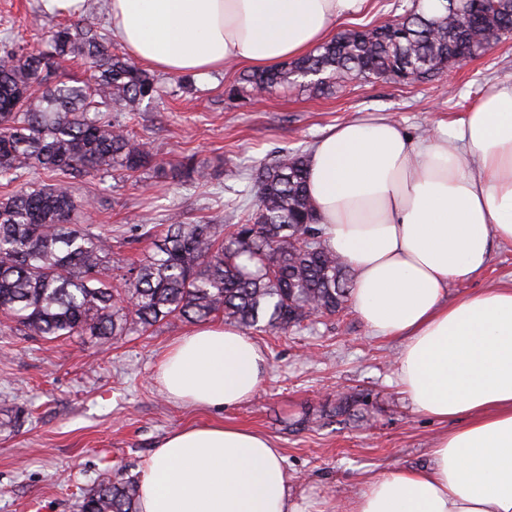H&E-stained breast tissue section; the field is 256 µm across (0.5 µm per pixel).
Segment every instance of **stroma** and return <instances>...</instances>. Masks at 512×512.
Wrapping results in <instances>:
<instances>
[{
    "instance_id": "1",
    "label": "stroma",
    "mask_w": 512,
    "mask_h": 512,
    "mask_svg": "<svg viewBox=\"0 0 512 512\" xmlns=\"http://www.w3.org/2000/svg\"><path fill=\"white\" fill-rule=\"evenodd\" d=\"M58 15L44 0H0V39L41 44ZM243 68L189 77L177 87L159 75L160 98L142 104L130 130L151 144L157 162L188 155L208 160L210 175L176 184L142 173L91 179L76 194L90 198L87 223L112 229V262L129 266L164 236L170 213L188 223L225 219L243 181L230 170L254 167L279 151L309 150L330 127L388 117L408 137L434 138L460 123L491 86L512 83V40L451 72L412 83L358 81L332 95L300 86L242 100ZM150 216L151 239L124 237ZM512 283V242L494 247L477 276L450 283L449 301ZM192 328L170 319L116 339L25 336L0 316V512H81L84 493L108 479L139 477L161 440L185 426L226 424L271 437L285 457L299 512H336L371 477L422 467L445 427L418 413L402 393L395 360L401 343L372 336L354 309L272 336L253 333L269 369L255 396L230 409L174 403L155 374L172 341ZM367 394L371 417H333L340 395Z\"/></svg>"
}]
</instances>
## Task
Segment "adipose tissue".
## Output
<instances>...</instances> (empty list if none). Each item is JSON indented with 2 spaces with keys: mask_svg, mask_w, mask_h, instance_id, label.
Here are the masks:
<instances>
[{
  "mask_svg": "<svg viewBox=\"0 0 512 512\" xmlns=\"http://www.w3.org/2000/svg\"><path fill=\"white\" fill-rule=\"evenodd\" d=\"M367 0H109L112 34L163 74L208 75L302 57ZM308 193L330 250L353 275L373 335L402 339L397 374L412 406L455 421L430 465L369 480L352 512H512V285L449 302L512 241V84L492 86L443 135L411 140L393 120H357L316 140ZM268 369L237 327L176 340L157 378L175 402L225 409ZM140 512H296L274 442L229 425L170 432L139 478Z\"/></svg>",
  "mask_w": 512,
  "mask_h": 512,
  "instance_id": "obj_1",
  "label": "adipose tissue"
}]
</instances>
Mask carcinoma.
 Here are the masks:
<instances>
[{
	"instance_id": "1",
	"label": "carcinoma",
	"mask_w": 512,
	"mask_h": 512,
	"mask_svg": "<svg viewBox=\"0 0 512 512\" xmlns=\"http://www.w3.org/2000/svg\"><path fill=\"white\" fill-rule=\"evenodd\" d=\"M512 38V0H485L469 20L448 16V0L419 9L407 23L345 29L309 55L252 71L242 91L297 83L321 96L354 80H430ZM80 56L90 82L58 79L60 63ZM42 89L32 97V90ZM157 79L128 54L112 50L92 15L58 23L30 50L0 45V314L25 336L47 340L91 335L115 339L169 319L222 316L244 333L276 334L311 314L331 316L350 298L349 269L324 243L306 186V154L283 153L253 173L230 223L170 218L165 238L124 272L112 264V232L79 217L89 200L74 184L117 171L151 172L180 183L204 179L193 157L166 168L148 143L128 132L130 114L159 95ZM49 182L11 186L31 170ZM336 415L369 416L359 393L339 398ZM137 481H103L82 512H139Z\"/></svg>"
}]
</instances>
